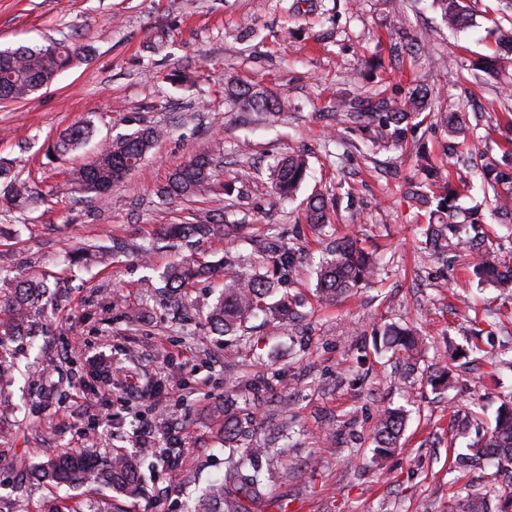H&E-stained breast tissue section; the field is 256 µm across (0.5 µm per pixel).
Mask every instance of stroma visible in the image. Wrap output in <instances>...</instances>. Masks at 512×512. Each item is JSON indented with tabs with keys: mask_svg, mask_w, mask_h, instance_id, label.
Masks as SVG:
<instances>
[{
	"mask_svg": "<svg viewBox=\"0 0 512 512\" xmlns=\"http://www.w3.org/2000/svg\"><path fill=\"white\" fill-rule=\"evenodd\" d=\"M386 13L385 0H0V49L52 39L78 50L47 88L0 103V162L41 194L21 210L0 206V266L59 290L32 313L29 334L7 341L16 372L0 418V512H185L224 478L229 450L214 409L243 403L254 412L255 447L282 450L258 458L273 505L249 502L247 512H448L456 496L505 486L492 467L453 470L464 440L452 418L485 428L512 404V369L502 365L512 358V289L472 277L458 252H425L427 218L399 192L405 179H421L422 148L469 182L461 206L478 205L479 158L449 167L447 135L430 125L405 148L373 155L360 131L331 140L329 114L337 97L393 101L416 85L452 112L476 102L512 109V91L438 67L491 54L485 18L455 33L432 0H410L407 29L423 52L396 61ZM229 78L285 94L282 122L240 110L224 95ZM84 120L93 140L52 155L57 136ZM147 125L168 135L124 183L101 199L72 191L70 169L100 142ZM298 148L310 153L309 174L293 198H279L272 167ZM201 152L220 163L212 187L190 202L159 198L169 173ZM319 192L336 208L314 230L304 210ZM202 211L239 225L236 237L163 238L165 225ZM348 236L375 254L376 271L320 306L321 252ZM272 241L304 255L289 288L299 319L260 317L249 336L221 335L206 320L224 289L220 274L162 300L160 275L183 256L215 262L232 246L263 268ZM84 245L110 249L109 262L69 264ZM389 324L422 337L411 368L376 350ZM386 406L408 419L398 450L379 459L374 429ZM148 421L158 433L146 450L138 432ZM72 450L137 456L140 494L37 480L41 462ZM167 455L179 457L175 471L165 470Z\"/></svg>",
	"mask_w": 512,
	"mask_h": 512,
	"instance_id": "1",
	"label": "stroma"
}]
</instances>
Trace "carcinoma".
I'll return each instance as SVG.
<instances>
[{"label": "carcinoma", "instance_id": "1", "mask_svg": "<svg viewBox=\"0 0 512 512\" xmlns=\"http://www.w3.org/2000/svg\"><path fill=\"white\" fill-rule=\"evenodd\" d=\"M494 5L485 6L484 13L493 23L490 34L497 51L477 62L471 68L490 77L498 74V64L512 61V0H493ZM440 11L441 20L449 30L460 32L473 24V12L467 0H433ZM393 24L389 39L394 49L416 53L418 44L409 39L403 23V0H391ZM76 50L57 41L37 47L19 46L9 51L0 50V100L21 102L38 89L50 83L62 70L68 68ZM231 99L243 109L261 111L268 120L276 123L288 110V99L274 91L253 92L238 89L230 93ZM431 91L423 86L407 89L400 102L386 99L357 102L344 98L336 102L334 124L330 132L338 139L350 129V125L369 123L377 126V135L371 143L378 146L390 143L401 146L406 143V132L410 124L431 119L448 133L446 155L452 159L461 148L468 146V139L475 137L484 113H448V110L431 107ZM91 133V122L86 121L70 127L55 142L53 150L59 155L79 150ZM168 131L146 127L134 130L113 140L103 147L92 161L75 169L70 174V183L76 192L103 196L112 186L136 168L153 149L155 143ZM310 168L309 154L295 151L277 162L273 170L272 187L282 198L294 195ZM481 188L489 211L501 219L512 221V137L500 157L481 155ZM215 177V168L210 156L199 154L176 169L160 187L163 199H187L205 188ZM434 177L440 183L441 192L435 196L437 208L431 212L427 235L432 242L442 247L447 241L446 229L462 216L466 224H481L483 217L477 209H462L458 204L459 188L450 181ZM0 178L6 180L4 199L17 208H23L36 198L37 192L29 183L11 169L0 166ZM305 221L323 226L329 222L327 201L323 195L314 196L306 208ZM224 231L222 221L210 216H200L193 224H169L164 235L171 240L188 241L201 239ZM472 258L471 272L481 282H490L503 288H512V277L503 272H512V257L479 243L463 242ZM272 273H262L251 259L233 250L224 251V294L208 311V320L214 329L226 335H236L248 329L250 320L259 314L271 316L281 322L292 314V303L288 302V277L295 265V253L286 247L272 244ZM376 267L375 260L357 245V240H336L325 247V257L317 271L319 300L330 305L349 290L367 280ZM217 264L190 254L183 260L166 268L162 275L164 287L177 294L197 283L209 279ZM0 281L12 282L14 288L8 300L14 321L22 322L29 307L48 301L52 292L44 281L22 280L12 271L0 266ZM419 339L415 334L396 326L383 330L380 349L415 359ZM405 414L401 408H386L380 414L375 434L376 446L381 453L396 447L404 427ZM254 416L248 407L231 408L224 411V439L230 448H238V442L254 435ZM267 453L265 448H250L240 452L238 458L228 461L224 482L209 486L192 512H243L242 499L261 503L270 493L257 470L254 459ZM495 463L500 468L512 466V408L498 412L495 425L483 434H476L458 453L455 467L462 470H483ZM39 478L57 484L83 479L87 482H102L125 495L135 494L140 478L133 462L124 455L112 457L106 464L93 465L88 454L71 451L57 457L38 469ZM512 507V483L507 485L505 495L497 490L484 493H468L458 502L459 512H495L494 502Z\"/></svg>", "mask_w": 512, "mask_h": 512}]
</instances>
